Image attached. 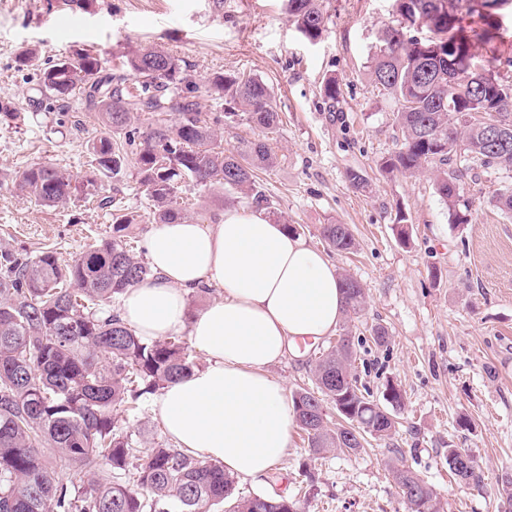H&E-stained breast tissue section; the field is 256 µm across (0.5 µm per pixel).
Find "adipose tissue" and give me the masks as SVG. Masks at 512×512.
<instances>
[{
  "instance_id": "obj_1",
  "label": "adipose tissue",
  "mask_w": 512,
  "mask_h": 512,
  "mask_svg": "<svg viewBox=\"0 0 512 512\" xmlns=\"http://www.w3.org/2000/svg\"><path fill=\"white\" fill-rule=\"evenodd\" d=\"M146 258L154 276L124 293L123 321L147 340L187 330L206 358L156 397L166 433L235 477L267 475L295 426L285 388L267 369L297 342L335 331L345 308L335 266L262 209L158 225ZM203 286L222 296L187 318L186 295Z\"/></svg>"
}]
</instances>
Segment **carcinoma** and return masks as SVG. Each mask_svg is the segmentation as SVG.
<instances>
[{"label": "carcinoma", "mask_w": 512, "mask_h": 512, "mask_svg": "<svg viewBox=\"0 0 512 512\" xmlns=\"http://www.w3.org/2000/svg\"><path fill=\"white\" fill-rule=\"evenodd\" d=\"M396 2L398 24L386 29L369 66L371 81L396 104L400 132L378 168L409 175L432 170L450 222L466 224L464 177L479 168L512 171V80L501 76L497 61L474 51L501 39L500 11L512 10V0H500L491 13L485 0ZM286 8L306 38L322 35L321 0H286ZM464 14L478 17L479 26L464 27ZM423 24L436 39L423 43L405 33ZM15 62L39 68L43 99L75 97L107 128L87 141L91 164L79 180L41 164L16 173L15 189L35 204L56 207L80 193L94 196L104 180L125 173L130 152L153 224L182 219L177 192L183 183L220 186L277 215L254 179L256 168L275 162L274 154L261 141L226 148L218 135L242 113L261 128H276L279 115L262 80L214 73L209 92L241 112L203 113L196 83L162 47L130 51L120 73L87 50L42 68L36 50L22 49ZM143 112L151 122L134 125ZM494 128L504 139H492ZM118 130L125 132L123 146L108 136ZM100 205L112 208V238L67 262L51 248L33 256L0 245V512H295V503L282 497L234 500L235 477L223 464L117 426L119 410L184 377L194 362L182 337L145 340L112 309L114 299L153 273L134 253L130 227L137 215L109 200ZM320 235L335 251L357 249L347 224H324ZM341 285L346 313L358 316L364 289L347 275ZM352 356L345 336L319 357L316 389L292 395L296 422L314 455L356 454L367 437H389L396 429L395 416L358 386ZM326 398L338 417L332 426ZM143 448L144 462L132 464ZM64 467L87 478V485L59 480L56 469ZM448 469L482 488L474 457L450 448ZM391 474L408 512H439L434 490L413 470L393 467ZM494 496L498 512H512V474L504 475Z\"/></svg>", "instance_id": "carcinoma-1"}]
</instances>
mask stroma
I'll return each mask as SVG.
<instances>
[{
  "mask_svg": "<svg viewBox=\"0 0 512 512\" xmlns=\"http://www.w3.org/2000/svg\"><path fill=\"white\" fill-rule=\"evenodd\" d=\"M322 35L307 40L289 20L283 0H94L65 9L58 0H0V237L30 251L54 249L68 261L112 236L109 209L76 199L45 207L17 193L18 170L45 163L72 176L86 170L85 143L100 127L95 113L57 105L40 110L38 73L16 66L14 54L37 49L57 61L87 49L108 65L144 45L181 59L205 112L216 104L207 81L216 72L264 80L281 115L271 132L237 120L224 129L233 148L262 140L276 161L258 181L278 213L301 225L308 245L326 251L339 273L364 288L359 319H342L335 333L270 367L287 392L314 388L318 357L340 336L355 341L352 372L374 398L386 383L400 390L392 438L369 439L362 452H328L311 459L300 429H292L285 459L262 480L239 478L234 494L285 497L297 512H407L390 469L406 466L434 488L440 512H496L494 491L512 472V214L494 203L512 188V171L490 168L469 179L468 223L453 224L431 174H382L381 157L396 147L394 103L381 95L368 66L383 30L397 17L395 0H322ZM340 84L337 101L322 92ZM20 111L24 121L8 119ZM81 131H71L74 120ZM358 171L369 192L347 178ZM185 219L213 223L225 208L218 188L183 186ZM405 213L411 235L401 243L395 216ZM350 225L355 252L327 250L323 224ZM387 329L376 344L372 326ZM478 462L483 489L448 474V451Z\"/></svg>",
  "mask_w": 512,
  "mask_h": 512,
  "instance_id": "1",
  "label": "stroma"
}]
</instances>
